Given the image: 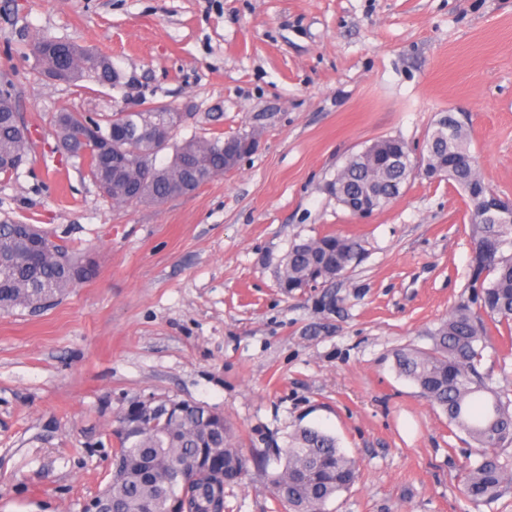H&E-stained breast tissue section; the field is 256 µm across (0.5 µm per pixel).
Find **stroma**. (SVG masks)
I'll list each match as a JSON object with an SVG mask.
<instances>
[{
    "mask_svg": "<svg viewBox=\"0 0 512 512\" xmlns=\"http://www.w3.org/2000/svg\"><path fill=\"white\" fill-rule=\"evenodd\" d=\"M112 58L111 89L43 79L37 36ZM31 155L0 178V221L35 224L97 274L36 315L0 313V512H81L106 484L131 401L200 402L252 456L296 426L336 436L359 478L327 512H512L460 491L468 437L395 369L467 295L472 238L448 180L419 174L357 217L326 184L398 137L421 148L440 113L469 124L485 183L512 197V0H0ZM169 104L176 139L254 133L257 149L166 203L117 207L55 152L61 105L98 116ZM217 121H210V114ZM356 234L362 262L289 297L292 243ZM250 465L224 512H286Z\"/></svg>",
    "mask_w": 512,
    "mask_h": 512,
    "instance_id": "obj_1",
    "label": "stroma"
}]
</instances>
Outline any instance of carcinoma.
Wrapping results in <instances>:
<instances>
[{"instance_id":"carcinoma-1","label":"carcinoma","mask_w":512,"mask_h":512,"mask_svg":"<svg viewBox=\"0 0 512 512\" xmlns=\"http://www.w3.org/2000/svg\"><path fill=\"white\" fill-rule=\"evenodd\" d=\"M47 36L35 40L39 73L67 85L74 94L112 88L119 74L112 59L98 51ZM57 148L81 160L87 176L113 202L125 206L161 205L191 193L224 174V146L243 134L210 138L193 135L177 143L173 133L182 113L162 102L137 112L113 111L97 118L62 106L52 115ZM11 75L0 72V175L16 172L28 160L29 142ZM172 150L165 163L158 155ZM426 162L463 191L482 196L485 183L470 150L468 125L459 121L453 135L434 123L426 136V153L411 155L408 144L393 137L377 141V153L351 155L331 183L336 201L368 198L380 209L399 196L412 169ZM473 250L469 294L433 332L429 352L400 349L396 366L431 404L448 417V425L476 445L462 493L474 503L512 493V400L478 371L479 344L491 330H505L512 341V224L476 220L471 224ZM364 255L353 235L326 234L291 245L279 272V287L289 295L310 284L331 286ZM93 258L53 240L34 224L0 222V312L36 314L95 274ZM279 469L270 475L275 498L288 512H325L326 503L347 491L358 478V465L339 447L335 436L300 426L276 450ZM250 457L235 446L224 415L197 402L182 407L135 435L117 433L112 471L96 495L103 512H170L174 495L184 493L177 512H224V488L239 482Z\"/></svg>"}]
</instances>
